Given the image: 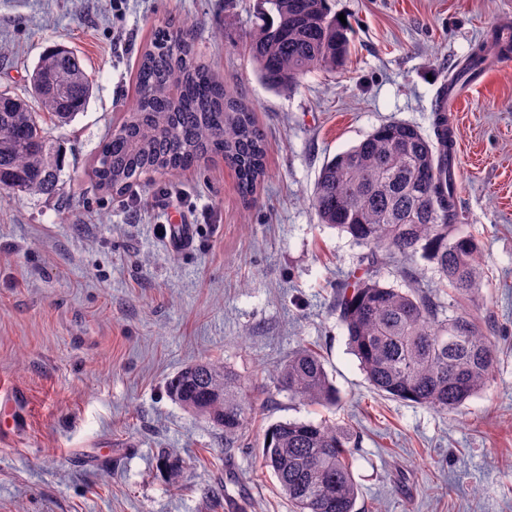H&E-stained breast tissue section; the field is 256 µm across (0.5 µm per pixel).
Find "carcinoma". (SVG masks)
<instances>
[{"label":"carcinoma","instance_id":"obj_1","mask_svg":"<svg viewBox=\"0 0 512 512\" xmlns=\"http://www.w3.org/2000/svg\"><path fill=\"white\" fill-rule=\"evenodd\" d=\"M245 51L260 82L275 91L300 85L314 71H337L347 60L348 26L328 0H263ZM496 35L465 58L456 81L474 80L490 53H509ZM37 107L0 92V198L58 190L52 125L84 111L93 82L61 48L39 57L30 77ZM136 93L103 141L93 168L98 189L125 195L143 175L177 174L218 156L237 174L243 197L266 174L265 135L249 104L197 58L186 24L155 28L140 49ZM434 136L405 122L373 130L327 161L311 206L319 221L349 234L365 252L364 272L336 286L335 307L352 353L379 394L436 412L456 410L490 386L493 344L461 312L444 313L451 290L474 302L484 285L478 242L460 231L454 176L455 135L436 101ZM427 260L439 276L420 286L410 263ZM403 287L380 282L391 259ZM272 385L308 406L340 403L323 356L302 345L248 385L221 362L201 360L172 377L167 396L224 435L230 448L244 435L254 391ZM350 429L326 421H278L263 433L256 474L271 472L295 512H356Z\"/></svg>","mask_w":512,"mask_h":512}]
</instances>
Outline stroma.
<instances>
[{"instance_id": "1", "label": "stroma", "mask_w": 512, "mask_h": 512, "mask_svg": "<svg viewBox=\"0 0 512 512\" xmlns=\"http://www.w3.org/2000/svg\"><path fill=\"white\" fill-rule=\"evenodd\" d=\"M255 0H0V90L25 95L39 56L63 45L94 81L84 112L56 129L60 191L0 200V512H291L273 475H255L256 442L287 419L352 423L357 512H512V63L458 106L465 233L487 274L477 302L451 301L496 348L489 389L453 414L378 394L351 354L332 304L359 272L361 247L310 204L324 162L375 127L430 130L434 99L512 0H329L351 28L337 73L293 92L256 78L242 43ZM186 22L199 60L253 108L266 177L244 202L218 157L141 177L127 195L99 191L92 167L134 96L142 45ZM189 224L171 249L166 224ZM320 347L339 406L257 399L247 437H224L166 394L205 357L249 378L299 345ZM183 459L178 483L159 465Z\"/></svg>"}]
</instances>
